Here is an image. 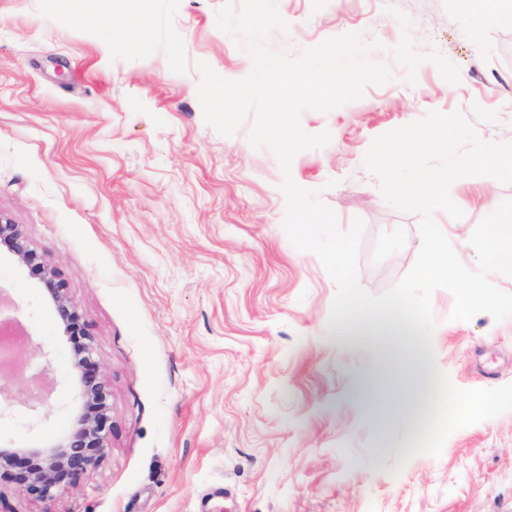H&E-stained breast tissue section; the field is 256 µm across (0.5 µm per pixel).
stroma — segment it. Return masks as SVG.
Returning a JSON list of instances; mask_svg holds the SVG:
<instances>
[{
	"instance_id": "1",
	"label": "stroma",
	"mask_w": 512,
	"mask_h": 512,
	"mask_svg": "<svg viewBox=\"0 0 512 512\" xmlns=\"http://www.w3.org/2000/svg\"><path fill=\"white\" fill-rule=\"evenodd\" d=\"M225 0H157L152 45L124 50L111 28L52 21L43 0H0V213L56 265L111 390L100 464L48 499L0 486V512H512V412L461 428L439 456L411 454L431 412L383 378L366 342L328 324L338 286L283 229V173L254 148L246 116L230 136L206 123L198 62L241 79L249 55L220 31ZM296 58L348 32L379 40L392 82L302 129L330 132L291 176L316 190L341 230L362 219L358 281L373 295L413 267L419 217L383 199L364 166L373 139L432 111H455L486 141L512 142V17L473 24L455 0H277ZM464 216L434 219L460 260L512 185L470 176L451 187ZM0 288L47 349L65 342L28 269L0 259ZM437 366L460 389L512 383V318L452 319L431 296ZM74 403L31 428L22 405L0 438L46 439Z\"/></svg>"
}]
</instances>
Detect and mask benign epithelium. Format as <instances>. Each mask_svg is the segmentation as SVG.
<instances>
[{
    "instance_id": "benign-epithelium-1",
    "label": "benign epithelium",
    "mask_w": 512,
    "mask_h": 512,
    "mask_svg": "<svg viewBox=\"0 0 512 512\" xmlns=\"http://www.w3.org/2000/svg\"><path fill=\"white\" fill-rule=\"evenodd\" d=\"M2 253L38 278L68 346L46 352L38 337L29 332L17 343L0 344V417L16 397L22 396L32 426L39 425L41 409L54 392L47 379L60 360L69 365L77 393L78 405L72 419L48 444H0V480L31 497L44 499L76 487L103 458L112 429L110 390L94 359L92 337L83 330L78 308L58 268L31 248L21 225L0 214ZM20 316L18 305L4 304L0 289V329L23 327Z\"/></svg>"
}]
</instances>
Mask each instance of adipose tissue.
Listing matches in <instances>:
<instances>
[{
    "label": "adipose tissue",
    "mask_w": 512,
    "mask_h": 512,
    "mask_svg": "<svg viewBox=\"0 0 512 512\" xmlns=\"http://www.w3.org/2000/svg\"><path fill=\"white\" fill-rule=\"evenodd\" d=\"M154 0H93L88 11L60 15L63 23L82 28L114 27L122 48L146 51L152 42Z\"/></svg>",
    "instance_id": "obj_1"
}]
</instances>
